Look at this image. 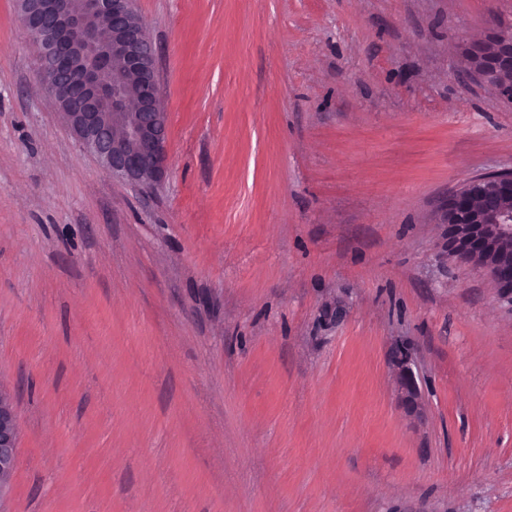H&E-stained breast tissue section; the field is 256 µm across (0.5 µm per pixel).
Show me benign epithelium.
Returning a JSON list of instances; mask_svg holds the SVG:
<instances>
[{"label":"benign epithelium","instance_id":"7a95c632","mask_svg":"<svg viewBox=\"0 0 512 512\" xmlns=\"http://www.w3.org/2000/svg\"><path fill=\"white\" fill-rule=\"evenodd\" d=\"M21 25L39 47L37 68L52 106L78 143L112 177L159 183L167 168L168 119L157 59L133 0H19ZM469 72L512 99V34L504 27L465 48ZM113 70L136 78L133 94L105 85ZM512 170L488 173L448 198V256L483 269L499 298L512 301ZM20 422L14 394L0 388V512L18 466Z\"/></svg>","mask_w":512,"mask_h":512}]
</instances>
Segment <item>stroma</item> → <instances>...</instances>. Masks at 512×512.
<instances>
[{"label": "stroma", "instance_id": "35a3bbf8", "mask_svg": "<svg viewBox=\"0 0 512 512\" xmlns=\"http://www.w3.org/2000/svg\"><path fill=\"white\" fill-rule=\"evenodd\" d=\"M134 7L168 116L146 190L0 0L7 512H512V304L445 224L512 169V102L462 57L512 0ZM20 422L14 394L0 388V511L9 499L18 466Z\"/></svg>", "mask_w": 512, "mask_h": 512}]
</instances>
